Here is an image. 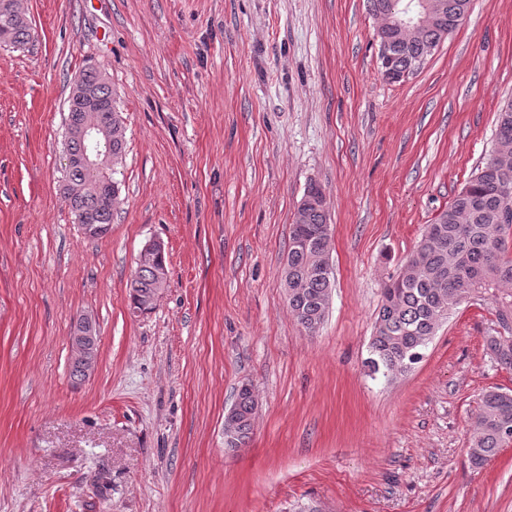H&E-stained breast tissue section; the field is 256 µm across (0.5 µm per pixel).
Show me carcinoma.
<instances>
[{"label": "carcinoma", "mask_w": 512, "mask_h": 512, "mask_svg": "<svg viewBox=\"0 0 512 512\" xmlns=\"http://www.w3.org/2000/svg\"><path fill=\"white\" fill-rule=\"evenodd\" d=\"M439 5L438 22L427 39L441 42L456 30L453 22L470 10L472 0H367L369 12L383 21L390 15L407 18L417 15L425 2ZM31 39V27L17 10L15 0H0V43L20 47ZM396 65L403 69L420 53V43L403 37L393 50ZM78 80L100 100L102 112H83L71 97L68 106L72 123L62 192L75 222L96 224L104 232L112 230L116 208L108 202L112 191H120L114 178L121 161L92 173L75 159L81 150V127L91 118L107 122L119 114L109 111L112 88L102 72L87 67ZM495 141L512 144V96L503 99L496 116ZM297 210L301 224L291 225L290 246L282 273L288 274V307L306 334L315 333L324 322L334 288L330 258L331 232L328 210L320 185H308ZM512 168L507 171L486 165L474 174L455 195L448 208L426 229L399 273L385 283L366 366L372 374L394 378L408 373L423 358L422 350L435 336L444 316L476 293H491L497 304L499 323L512 321ZM166 256L154 254L131 280L129 298L134 310L153 308L149 297L167 281ZM486 351L501 368L512 370V331H496L486 337ZM253 392L242 386L233 404L237 421L236 442L225 443L230 450L246 447L253 430ZM472 437L467 456L480 469L492 461L512 439V391L492 388L479 398L470 424Z\"/></svg>", "instance_id": "cac0c4a2"}]
</instances>
